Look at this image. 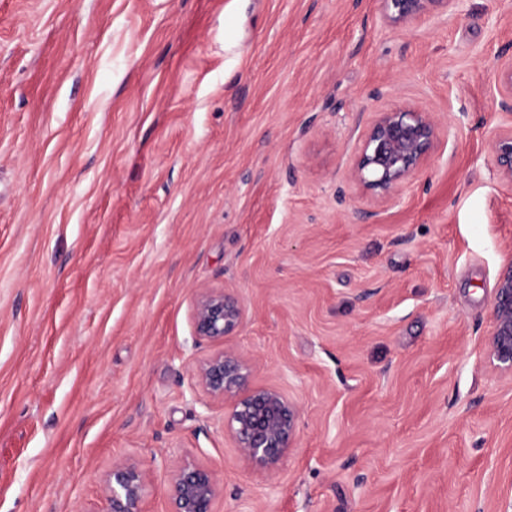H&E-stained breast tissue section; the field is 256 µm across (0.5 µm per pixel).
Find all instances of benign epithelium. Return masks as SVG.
<instances>
[{
    "mask_svg": "<svg viewBox=\"0 0 512 512\" xmlns=\"http://www.w3.org/2000/svg\"><path fill=\"white\" fill-rule=\"evenodd\" d=\"M385 17L402 25L432 5L452 9L457 0H382ZM501 111L509 125L492 138L498 171L512 185V64L501 71ZM438 139L432 115L406 106L381 112L364 135L350 179L366 191L390 196L416 174ZM193 325L199 340L219 344L193 371L194 385L212 402L230 407L228 431L241 455L255 467L274 471L298 442V407L274 387L251 383V367L224 337L242 325L239 298L224 288H201L193 302ZM495 367L512 372V260L496 285L488 339ZM149 474L137 462H115L102 479L103 512H144ZM219 480L193 461L173 467L167 487L173 512H213Z\"/></svg>",
    "mask_w": 512,
    "mask_h": 512,
    "instance_id": "obj_1",
    "label": "benign epithelium"
}]
</instances>
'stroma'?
<instances>
[{
  "label": "stroma",
  "instance_id": "35a3bbf8",
  "mask_svg": "<svg viewBox=\"0 0 512 512\" xmlns=\"http://www.w3.org/2000/svg\"><path fill=\"white\" fill-rule=\"evenodd\" d=\"M510 62L512 0H0V512H101L126 458L146 512L184 460L213 512H512ZM399 106L439 141L386 198L349 169ZM203 287L299 408L275 472L194 385ZM385 17L392 25H402L425 13L430 6L443 4L447 10L454 7L457 0H382ZM499 81L502 85L501 113L507 118L509 125L493 136L492 150L502 179L512 184V62L503 68ZM488 336L489 355L494 366L512 373V260L496 285Z\"/></svg>",
  "mask_w": 512,
  "mask_h": 512
}]
</instances>
